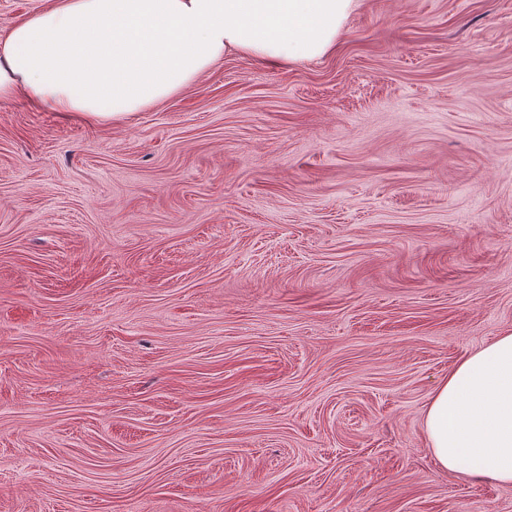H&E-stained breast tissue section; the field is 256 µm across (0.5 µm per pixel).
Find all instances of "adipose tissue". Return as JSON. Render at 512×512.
Returning a JSON list of instances; mask_svg holds the SVG:
<instances>
[{
	"label": "adipose tissue",
	"instance_id": "ef3b65f1",
	"mask_svg": "<svg viewBox=\"0 0 512 512\" xmlns=\"http://www.w3.org/2000/svg\"><path fill=\"white\" fill-rule=\"evenodd\" d=\"M360 0H51L0 34V100L119 122L194 84L225 55L285 66L330 53ZM436 464L512 485V332L435 390Z\"/></svg>",
	"mask_w": 512,
	"mask_h": 512
}]
</instances>
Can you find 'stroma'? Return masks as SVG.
<instances>
[{"label":"stroma","mask_w":512,"mask_h":512,"mask_svg":"<svg viewBox=\"0 0 512 512\" xmlns=\"http://www.w3.org/2000/svg\"><path fill=\"white\" fill-rule=\"evenodd\" d=\"M512 331V0H360L90 125L0 102V512H512L432 394Z\"/></svg>","instance_id":"obj_1"}]
</instances>
